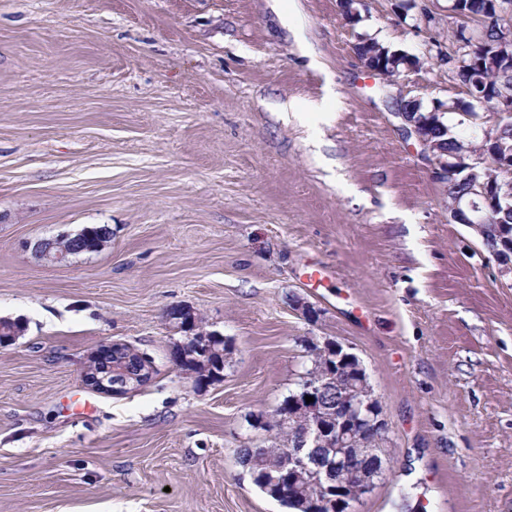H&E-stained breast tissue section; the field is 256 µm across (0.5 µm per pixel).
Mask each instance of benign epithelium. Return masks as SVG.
I'll use <instances>...</instances> for the list:
<instances>
[{"mask_svg": "<svg viewBox=\"0 0 512 512\" xmlns=\"http://www.w3.org/2000/svg\"><path fill=\"white\" fill-rule=\"evenodd\" d=\"M365 0H341L339 11L344 20L350 24L360 21V10ZM500 11V0H486L483 12L478 15V29H488L494 24ZM497 59L512 62V31L504 30L497 34V42L492 45ZM353 51L363 66L380 78H385L386 69L394 66L405 57L399 51L387 52L379 47L371 48V41L361 40L353 45ZM467 99L472 101L471 109L482 112L493 119V123L480 128V141L469 146L467 152L453 161L441 159L433 154L430 147L432 133L422 119L413 113L401 109L394 113L402 121L405 137L412 139L420 148V153L434 164V170L442 180L449 181V186L465 184L466 190L453 194L448 204L449 221L465 224L481 238L482 244L500 261V274L512 276V260L505 255V240L499 237L492 223V217L501 210L512 212V158L505 157L497 149L496 135L491 128L499 125L503 128L512 125V96L492 94L488 91L477 93L469 86L465 87ZM90 238V234L81 231L77 234L61 233L53 239L40 240L34 244V250L41 257L53 263H62L63 256L53 251L56 243L67 240L74 250ZM196 312L187 306L173 305L165 311V321L175 330L185 333L184 341L178 344L170 355V361L178 370L182 369L186 354H191L200 361L211 354L213 343L222 335L206 331L195 326ZM121 348V343L111 341L99 345L91 351L83 371L84 384L97 392L110 395H124L141 386L146 379L147 370L141 369L136 374L129 373L123 367L112 364L101 365L103 357ZM316 353L327 361L320 376L312 378L303 385V392L314 401L298 398L296 404L279 408L272 421L268 423L270 431L278 432L288 426L292 420L301 422L302 427L294 443L282 452L280 470L287 473L305 471L318 477V487L322 495L312 498L313 503L322 508H332L348 502L344 512H354L356 498L344 495L340 477L334 465H324L320 459L304 452V448H351L356 444L355 428L348 423L365 422L372 431L385 429L382 415L371 411L370 404H362L360 395L369 389L368 375L363 366L357 372L345 366L355 354L349 353L337 343L326 340L316 349ZM376 449L366 448L363 454L351 457L342 455L343 466L352 471L358 486L363 490L373 487L367 462L374 458Z\"/></svg>", "mask_w": 512, "mask_h": 512, "instance_id": "1", "label": "benign epithelium"}]
</instances>
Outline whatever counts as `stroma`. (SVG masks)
<instances>
[{"label": "stroma", "mask_w": 512, "mask_h": 512, "mask_svg": "<svg viewBox=\"0 0 512 512\" xmlns=\"http://www.w3.org/2000/svg\"><path fill=\"white\" fill-rule=\"evenodd\" d=\"M455 28L448 0L353 25L336 0H0V316L25 325L0 345V512H287L238 451L327 340L386 423L356 512H512V279L394 116L463 97ZM362 38L425 63L383 86ZM99 224L101 252L34 253ZM177 304L230 345L221 381L170 362ZM109 340L151 382L86 388ZM90 234L86 231L78 232L77 234L72 233H61L54 239L40 240L34 244V250L41 257L53 263H65L63 256L59 252L53 253V248L58 241L68 240L70 244V251L75 250L79 245L83 244L85 240L90 238Z\"/></svg>", "instance_id": "35a3bbf8"}]
</instances>
